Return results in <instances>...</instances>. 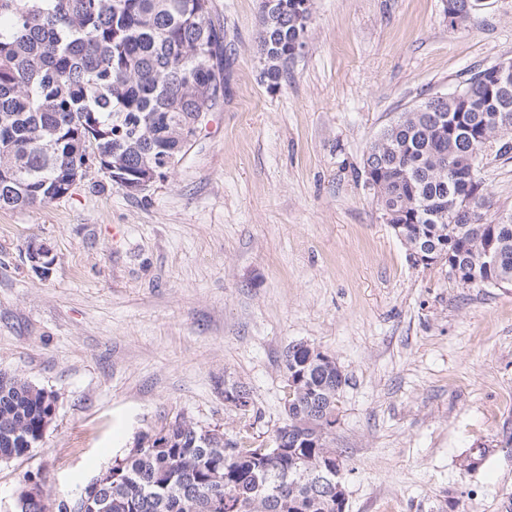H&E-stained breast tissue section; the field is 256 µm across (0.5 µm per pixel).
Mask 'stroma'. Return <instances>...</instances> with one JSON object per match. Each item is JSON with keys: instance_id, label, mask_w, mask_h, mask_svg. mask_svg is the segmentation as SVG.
I'll use <instances>...</instances> for the list:
<instances>
[{"instance_id": "35a3bbf8", "label": "stroma", "mask_w": 512, "mask_h": 512, "mask_svg": "<svg viewBox=\"0 0 512 512\" xmlns=\"http://www.w3.org/2000/svg\"><path fill=\"white\" fill-rule=\"evenodd\" d=\"M445 7L314 0L308 47L271 89L260 0H211L224 99L166 181L132 196L93 167L49 204L0 209V371L57 397L36 447L0 462V512L31 476L55 512L178 416L268 442L297 342L348 378L331 435L346 512H512V288L413 265L362 176L400 113L512 61V0L455 31ZM480 176L511 220L512 159ZM228 382L250 410L225 406ZM24 254L31 263L32 269L42 277L51 274L53 267L52 251L47 243L37 239H31L27 242Z\"/></svg>"}]
</instances>
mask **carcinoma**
Here are the masks:
<instances>
[{
	"label": "carcinoma",
	"instance_id": "cac0c4a2",
	"mask_svg": "<svg viewBox=\"0 0 512 512\" xmlns=\"http://www.w3.org/2000/svg\"><path fill=\"white\" fill-rule=\"evenodd\" d=\"M278 2L288 18L260 5L261 77L271 88L308 26L302 0ZM453 2L451 28L475 22L476 0ZM209 14L210 0H0V209L65 196L93 164H117L136 181L158 156L183 157V128L144 117L178 113L189 125L224 99V35ZM455 93L424 99L384 129L368 147L364 182L381 184L377 204L410 240L431 234L421 243L446 251L461 286L511 288L512 221L488 219L489 193L449 173L480 170L485 140L495 156L512 154V83L493 86L483 67ZM492 242L499 261L488 266ZM282 366L285 418L268 446L177 418L101 472L74 512H336V488L307 474L346 469L327 427L348 378L304 342L288 345ZM52 405L45 389L0 374V461L30 452Z\"/></svg>",
	"mask_w": 512,
	"mask_h": 512
}]
</instances>
